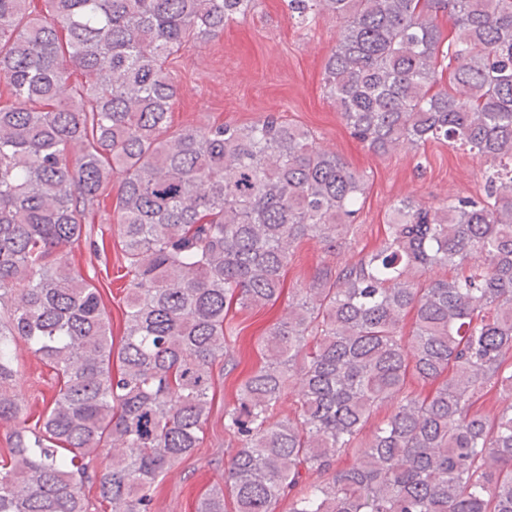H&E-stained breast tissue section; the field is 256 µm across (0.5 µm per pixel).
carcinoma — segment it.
<instances>
[{"label":"carcinoma","mask_w":512,"mask_h":512,"mask_svg":"<svg viewBox=\"0 0 512 512\" xmlns=\"http://www.w3.org/2000/svg\"><path fill=\"white\" fill-rule=\"evenodd\" d=\"M256 2L0 0V512H91L89 485L111 512H152L200 447L215 367L240 364L231 308L274 307L310 238L357 254L288 293L224 406L235 512H512V0H285L336 18L324 88L362 144L443 142L493 167L475 195L398 200L360 249L368 180L282 114L162 136L172 62ZM115 174L117 342L69 258ZM19 341L58 384L33 428ZM488 395L507 404L487 415ZM195 512H225L224 493Z\"/></svg>","instance_id":"1"}]
</instances>
